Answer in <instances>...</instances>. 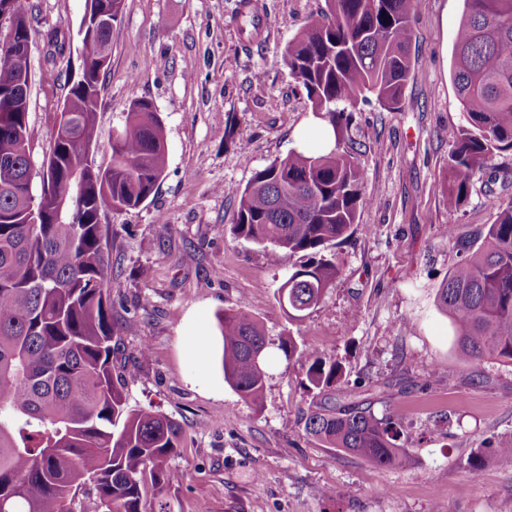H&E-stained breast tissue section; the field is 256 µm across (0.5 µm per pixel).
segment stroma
Instances as JSON below:
<instances>
[{
  "instance_id": "obj_1",
  "label": "stroma",
  "mask_w": 512,
  "mask_h": 512,
  "mask_svg": "<svg viewBox=\"0 0 512 512\" xmlns=\"http://www.w3.org/2000/svg\"><path fill=\"white\" fill-rule=\"evenodd\" d=\"M124 0L103 75L96 166L134 102L162 122L166 168L137 210L102 214L112 275V373L130 406L180 427L170 495L181 512H512V365L467 362L438 292L460 256L443 232L474 240L512 198V152L490 159L470 195L449 208L442 184L463 124L451 73L463 0H414L412 68L400 107L368 95L350 108L336 145L365 172L366 198L349 237L328 245L341 274L308 317L289 321L276 290L295 258L271 264L232 233L255 172L298 148L312 105L282 61L288 41L325 0ZM35 18L30 60L32 157L42 163L80 70V42L47 63L44 34L77 31L85 0H22ZM57 78H49L48 68ZM245 307L271 341L290 336L339 362L349 384L384 386L376 415L406 430L403 464L381 467L304 429L308 365L276 357L255 407L224 380L218 317ZM484 453L479 469L469 462Z\"/></svg>"
}]
</instances>
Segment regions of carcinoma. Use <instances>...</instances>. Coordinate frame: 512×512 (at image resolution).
<instances>
[{
  "mask_svg": "<svg viewBox=\"0 0 512 512\" xmlns=\"http://www.w3.org/2000/svg\"><path fill=\"white\" fill-rule=\"evenodd\" d=\"M324 20L306 24L282 59L313 110L335 133L346 109L370 93L402 104L411 72L412 0H326ZM16 40L34 28L20 0ZM78 35L93 49L111 46L112 31L81 19ZM62 55L66 33L44 35ZM110 61L93 56L71 82L64 105L69 129L43 161L40 191L32 183L28 121L29 59L0 56V512H77L81 492L94 512H175L168 491L179 475L169 461L181 448L177 424L128 406L112 375L111 269L100 215L138 209L154 194L166 165L163 126L153 105L135 102L112 137L111 164L84 166L96 142L101 74ZM453 82L464 124L448 131L453 149L444 193L448 207L468 198L473 175L496 154L512 151V0H464L453 46ZM364 173L348 153L294 152L258 171L241 192L232 233L258 245L277 264L301 255L277 288L288 317L300 320L323 302L340 269L323 254L357 220ZM41 204L31 221L30 201ZM465 253L438 303L466 360L512 363V198L499 203L479 246L445 231ZM224 381L263 402L269 341L244 308L219 318ZM278 350L309 363L313 405L306 432L329 448L376 466L404 455L392 417H377L361 392L342 384L341 367L288 336Z\"/></svg>",
  "mask_w": 512,
  "mask_h": 512,
  "instance_id": "carcinoma-1",
  "label": "carcinoma"
}]
</instances>
